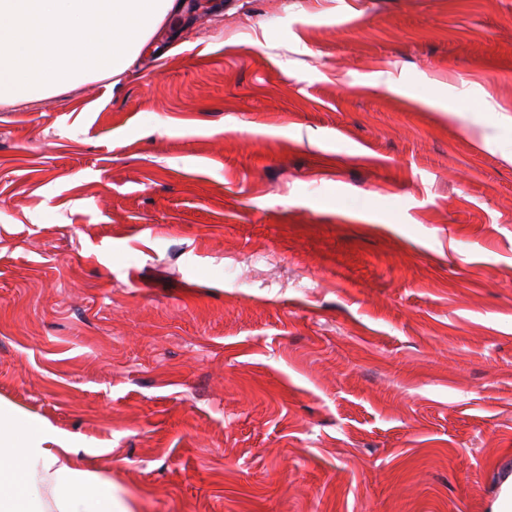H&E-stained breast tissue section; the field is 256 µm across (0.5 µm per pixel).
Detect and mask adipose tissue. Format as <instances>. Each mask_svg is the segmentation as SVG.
<instances>
[{
	"mask_svg": "<svg viewBox=\"0 0 512 512\" xmlns=\"http://www.w3.org/2000/svg\"><path fill=\"white\" fill-rule=\"evenodd\" d=\"M181 0H0V104L120 78ZM0 512H131L47 420L0 401Z\"/></svg>",
	"mask_w": 512,
	"mask_h": 512,
	"instance_id": "1",
	"label": "adipose tissue"
}]
</instances>
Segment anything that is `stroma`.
Instances as JSON below:
<instances>
[{"mask_svg":"<svg viewBox=\"0 0 512 512\" xmlns=\"http://www.w3.org/2000/svg\"><path fill=\"white\" fill-rule=\"evenodd\" d=\"M214 4L0 106V400L132 512H493L512 0Z\"/></svg>","mask_w":512,"mask_h":512,"instance_id":"stroma-1","label":"stroma"}]
</instances>
